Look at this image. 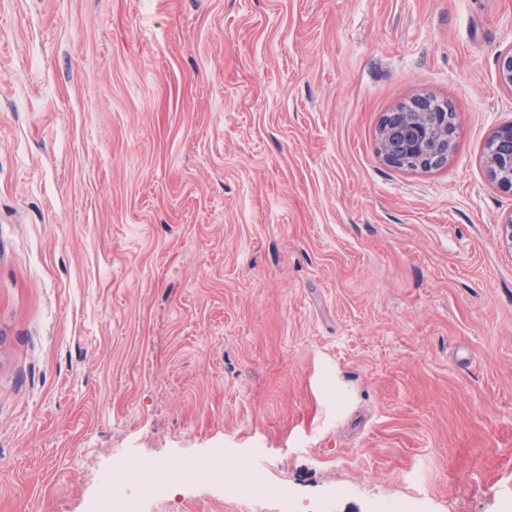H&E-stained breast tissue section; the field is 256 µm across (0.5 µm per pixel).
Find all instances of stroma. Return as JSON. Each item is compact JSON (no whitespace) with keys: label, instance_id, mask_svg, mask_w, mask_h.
I'll return each mask as SVG.
<instances>
[{"label":"stroma","instance_id":"35a3bbf8","mask_svg":"<svg viewBox=\"0 0 512 512\" xmlns=\"http://www.w3.org/2000/svg\"><path fill=\"white\" fill-rule=\"evenodd\" d=\"M512 0H0V512L512 503ZM452 105L446 165L384 113ZM228 452L241 498L183 460ZM456 125L448 109L428 96L387 112L378 127L377 144L383 161L394 168L430 170L448 162ZM486 165L491 178L508 192L512 191V122L498 126L491 135ZM211 468L221 474L224 469V487L239 495L260 498L266 494V487L255 481L249 470L234 463L228 457H225L224 463H214ZM169 474L159 468L131 461L121 476L105 477L99 497L90 512H143L144 498H156L165 494ZM135 484L139 492L133 494L129 486Z\"/></svg>","mask_w":512,"mask_h":512}]
</instances>
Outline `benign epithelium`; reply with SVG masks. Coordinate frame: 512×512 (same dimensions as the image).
Returning a JSON list of instances; mask_svg holds the SVG:
<instances>
[{"instance_id":"obj_1","label":"benign epithelium","mask_w":512,"mask_h":512,"mask_svg":"<svg viewBox=\"0 0 512 512\" xmlns=\"http://www.w3.org/2000/svg\"><path fill=\"white\" fill-rule=\"evenodd\" d=\"M497 64L499 84L512 90V49L500 53ZM455 137L456 125L449 119L448 109L428 96H418L382 116L377 144L383 161L391 167L430 170L448 162ZM486 165L497 185L511 192L512 122L493 131Z\"/></svg>"}]
</instances>
